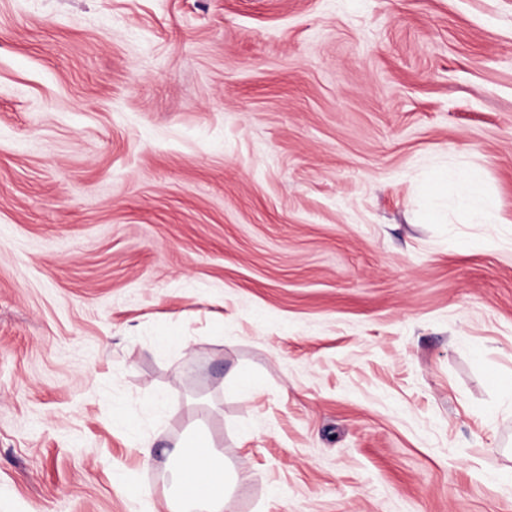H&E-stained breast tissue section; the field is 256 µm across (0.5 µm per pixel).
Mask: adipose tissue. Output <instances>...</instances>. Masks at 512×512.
<instances>
[{
	"label": "adipose tissue",
	"instance_id": "1",
	"mask_svg": "<svg viewBox=\"0 0 512 512\" xmlns=\"http://www.w3.org/2000/svg\"><path fill=\"white\" fill-rule=\"evenodd\" d=\"M177 491L192 488L194 504L204 505L206 512H227L231 476L224 467V455L201 434L188 437L178 447Z\"/></svg>",
	"mask_w": 512,
	"mask_h": 512
}]
</instances>
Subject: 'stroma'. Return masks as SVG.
<instances>
[{
    "mask_svg": "<svg viewBox=\"0 0 512 512\" xmlns=\"http://www.w3.org/2000/svg\"><path fill=\"white\" fill-rule=\"evenodd\" d=\"M508 383L512 0H0V512H512ZM176 448L179 466L175 482L179 500L189 505H205L206 512H232L228 510L232 477L224 467L223 453L201 434L188 437ZM186 487L196 490L197 496H187Z\"/></svg>",
    "mask_w": 512,
    "mask_h": 512,
    "instance_id": "stroma-1",
    "label": "stroma"
}]
</instances>
